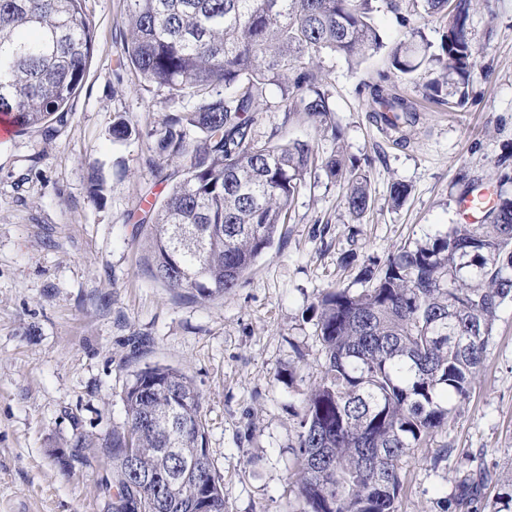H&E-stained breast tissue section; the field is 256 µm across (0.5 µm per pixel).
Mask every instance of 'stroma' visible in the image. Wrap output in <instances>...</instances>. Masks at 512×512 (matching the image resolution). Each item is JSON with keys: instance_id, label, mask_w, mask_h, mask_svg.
<instances>
[{"instance_id": "35a3bbf8", "label": "stroma", "mask_w": 512, "mask_h": 512, "mask_svg": "<svg viewBox=\"0 0 512 512\" xmlns=\"http://www.w3.org/2000/svg\"><path fill=\"white\" fill-rule=\"evenodd\" d=\"M83 11L93 53L64 120L0 142V512H106L112 472L96 450L126 421L132 373L155 363L187 372L201 395L224 512H302L295 413L324 361L311 307L333 286L362 292L364 268L447 232L467 190L493 191L512 176V0L473 2L481 53L464 107L428 99V70L393 78L419 113L404 143L369 118L359 88L388 70L387 47L419 35L439 44L443 19L411 27L383 6L374 21L385 50L355 69L324 57L341 141L285 121L269 95L259 137L370 160L371 207L353 221L342 187L312 171L272 248L211 302L155 281L128 219L171 186L175 165L155 157L149 132L174 107L165 90L143 88L119 66L123 0H83ZM118 113L139 137L113 141ZM397 183L409 188L399 206L390 198ZM479 470L488 475L481 497L456 505L459 481ZM400 477L398 512H494L512 494V300L497 313L469 400L405 458Z\"/></svg>"}]
</instances>
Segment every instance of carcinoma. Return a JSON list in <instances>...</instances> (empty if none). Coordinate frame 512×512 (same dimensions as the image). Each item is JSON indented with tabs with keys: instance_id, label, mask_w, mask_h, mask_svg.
Here are the masks:
<instances>
[{
	"instance_id": "1",
	"label": "carcinoma",
	"mask_w": 512,
	"mask_h": 512,
	"mask_svg": "<svg viewBox=\"0 0 512 512\" xmlns=\"http://www.w3.org/2000/svg\"><path fill=\"white\" fill-rule=\"evenodd\" d=\"M83 0H0V115L20 129L61 118L81 87L93 40ZM123 65L167 90L179 108L151 133L154 152L182 179L135 224L147 230L155 280L201 300L233 291L272 246L315 167L346 186L343 204L360 220L370 209L369 171L312 143H274L256 133L270 87L284 122L296 116L342 138L333 119L325 55L352 64L385 47L375 0H124ZM472 0H411L413 15L446 17L437 50L399 43L393 73L434 65L428 89L450 108L466 103L480 50L470 29ZM386 73L367 85L372 121L397 130L416 110L388 92ZM448 86L441 96L442 85ZM133 134L118 114L112 137ZM499 182L482 224H454L442 237L389 256L374 285L329 288L317 300L325 352L318 378L296 412L297 488L303 512H397L400 465L470 397L497 311L512 299V193ZM127 420L101 438L112 470L109 512H224L221 476L205 446L201 396L193 379L147 365L124 392ZM164 475L184 493L164 494ZM485 478L457 486L461 502L481 496Z\"/></svg>"
}]
</instances>
